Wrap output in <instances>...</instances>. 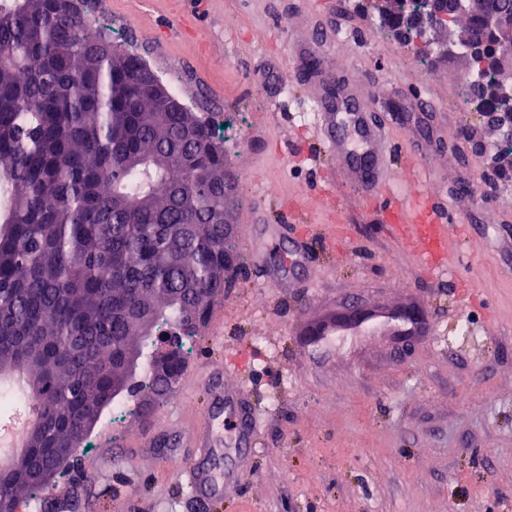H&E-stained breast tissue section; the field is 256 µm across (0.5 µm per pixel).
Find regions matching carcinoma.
<instances>
[{
    "label": "carcinoma",
    "instance_id": "1",
    "mask_svg": "<svg viewBox=\"0 0 512 512\" xmlns=\"http://www.w3.org/2000/svg\"><path fill=\"white\" fill-rule=\"evenodd\" d=\"M453 30L499 109L501 72L470 53L490 3ZM147 64L102 38L80 0L0 2V383L36 404L43 434L13 454L0 494L40 507L27 476L98 411L152 327L185 339L224 291V151L209 122L145 95Z\"/></svg>",
    "mask_w": 512,
    "mask_h": 512
}]
</instances>
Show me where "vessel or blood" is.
Segmentation results:
<instances>
[{
    "label": "vessel or blood",
    "mask_w": 512,
    "mask_h": 512,
    "mask_svg": "<svg viewBox=\"0 0 512 512\" xmlns=\"http://www.w3.org/2000/svg\"><path fill=\"white\" fill-rule=\"evenodd\" d=\"M308 102L314 113L318 140L336 158L349 185L364 199L386 198L396 220L394 232L407 251L423 263L444 269L449 242L463 243L469 227L440 220L427 191L403 195L390 192L393 144L389 126L375 113L358 106L357 90L348 82L337 84L332 97L315 94ZM213 399L233 406L238 414L240 443L253 444L251 405L225 392L214 394ZM184 473L192 487L213 497L221 494L223 478L215 476L204 463L192 464Z\"/></svg>",
    "instance_id": "obj_1"
}]
</instances>
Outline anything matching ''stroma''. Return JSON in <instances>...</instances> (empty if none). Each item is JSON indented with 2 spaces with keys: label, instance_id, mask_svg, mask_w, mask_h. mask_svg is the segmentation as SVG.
I'll return each mask as SVG.
<instances>
[{
  "label": "stroma",
  "instance_id": "35a3bbf8",
  "mask_svg": "<svg viewBox=\"0 0 512 512\" xmlns=\"http://www.w3.org/2000/svg\"><path fill=\"white\" fill-rule=\"evenodd\" d=\"M88 11L211 122L237 184V265L186 340L175 389L105 412L48 493L89 503L65 512H512V178L465 92V59L426 37L403 42L377 0H90ZM309 47L325 88L357 85L360 105L416 153L441 214L471 225L469 268L432 279L394 238L385 202L352 191L312 129L315 87L298 73ZM421 97L434 107L417 133L401 117ZM254 171L265 181L250 182ZM291 201L301 225L281 211ZM272 225L269 264L296 230L311 238L288 286L256 270L253 245ZM352 300L376 314L373 328L336 330ZM408 305L427 320L402 341L387 316ZM315 325L323 339L305 344ZM217 365L258 430L244 447L221 428L212 463L229 480L213 498L178 471Z\"/></svg>",
  "mask_w": 512,
  "mask_h": 512
}]
</instances>
